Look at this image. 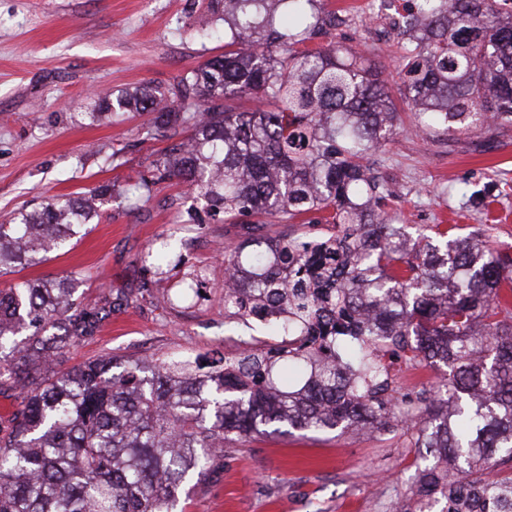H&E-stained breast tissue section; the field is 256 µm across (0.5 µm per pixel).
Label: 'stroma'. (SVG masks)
Listing matches in <instances>:
<instances>
[{
  "instance_id": "1",
  "label": "stroma",
  "mask_w": 512,
  "mask_h": 512,
  "mask_svg": "<svg viewBox=\"0 0 512 512\" xmlns=\"http://www.w3.org/2000/svg\"><path fill=\"white\" fill-rule=\"evenodd\" d=\"M405 0H316L317 16L341 24L310 46L339 42L381 70L397 111H405L398 39L390 27ZM208 0H0V221L51 195H78L112 183V198L76 245L36 266L0 275V289L28 279L79 275L74 297L94 304L103 291L115 307L92 336L61 358L63 367L101 357L205 356L232 350L239 337L265 336L224 316L223 225L201 215L187 223L185 185L152 186L144 203L124 194L128 181L151 177L167 141L148 115L111 123L81 120L91 99L111 100L143 86L168 87L224 51L220 37L191 29ZM374 167L396 194L411 233L452 224L468 235L491 225V248L512 254V126L487 135L417 132L404 119ZM490 209L469 205L491 186ZM168 241L162 273L143 260ZM432 460L398 427L358 432L268 431L229 445L211 475L186 482L181 512H413L418 471Z\"/></svg>"
}]
</instances>
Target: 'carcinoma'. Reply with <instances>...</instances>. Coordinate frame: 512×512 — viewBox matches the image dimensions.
Wrapping results in <instances>:
<instances>
[{
    "label": "carcinoma",
    "mask_w": 512,
    "mask_h": 512,
    "mask_svg": "<svg viewBox=\"0 0 512 512\" xmlns=\"http://www.w3.org/2000/svg\"><path fill=\"white\" fill-rule=\"evenodd\" d=\"M228 25L224 53L171 88L126 91L86 117L141 112L169 145L150 184L180 179L211 219L240 227L224 247V315L303 336L265 351L199 361H89L60 372L62 351L112 312L73 302L77 274L0 290V512H177L187 478L218 450L262 427L325 432L401 424L435 449L420 482L454 502L512 512V483L489 477L512 460V255L486 244L490 226L439 244L406 232L370 156L398 112L381 73L339 43L297 50L319 25L314 0H210ZM288 11L276 18L277 7ZM400 74L417 127L451 135L512 125V0H410ZM251 96L273 108L236 112ZM112 184L59 196L0 222V275L33 266L83 236ZM307 217L327 231L273 227ZM243 217L247 224H238ZM61 334H45L46 327ZM443 365L418 402L390 396L376 352ZM119 372H113V369Z\"/></svg>",
    "instance_id": "carcinoma-1"
}]
</instances>
